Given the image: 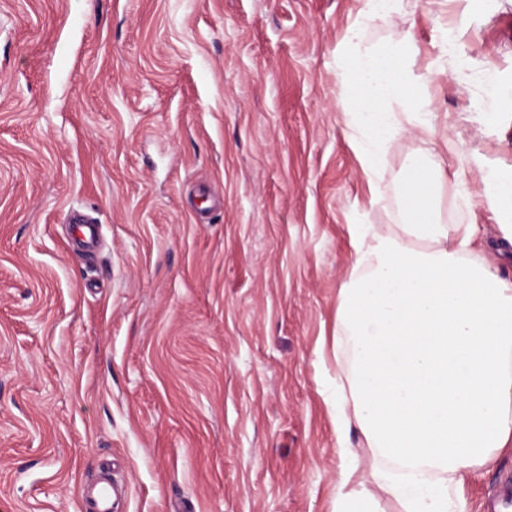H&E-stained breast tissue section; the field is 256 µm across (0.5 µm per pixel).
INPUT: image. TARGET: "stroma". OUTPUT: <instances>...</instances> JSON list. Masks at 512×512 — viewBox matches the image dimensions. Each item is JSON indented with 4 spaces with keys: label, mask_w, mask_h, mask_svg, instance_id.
<instances>
[{
    "label": "stroma",
    "mask_w": 512,
    "mask_h": 512,
    "mask_svg": "<svg viewBox=\"0 0 512 512\" xmlns=\"http://www.w3.org/2000/svg\"><path fill=\"white\" fill-rule=\"evenodd\" d=\"M361 6L0 0V512H84L102 466L118 512H332L348 227L400 223L425 147L392 140L370 193L336 110ZM395 33L439 73L462 223L512 165V0H400L364 42ZM511 476L476 468L469 512Z\"/></svg>",
    "instance_id": "35a3bbf8"
}]
</instances>
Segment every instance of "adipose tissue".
I'll list each match as a JSON object with an SVG mask.
<instances>
[{
    "label": "adipose tissue",
    "mask_w": 512,
    "mask_h": 512,
    "mask_svg": "<svg viewBox=\"0 0 512 512\" xmlns=\"http://www.w3.org/2000/svg\"><path fill=\"white\" fill-rule=\"evenodd\" d=\"M393 7L362 0L340 78L348 137L372 182L392 140L436 136L437 114L421 93L433 76L410 69L411 39L395 35L379 50L362 42L367 21ZM481 178L503 219L492 259H474V225L445 222L447 173L430 151L412 157L400 184L402 223L349 229L333 512H383L386 500L398 512H468V475L512 447V282L491 269L512 261V166L484 168ZM355 431L367 458L352 445Z\"/></svg>",
    "instance_id": "obj_1"
}]
</instances>
